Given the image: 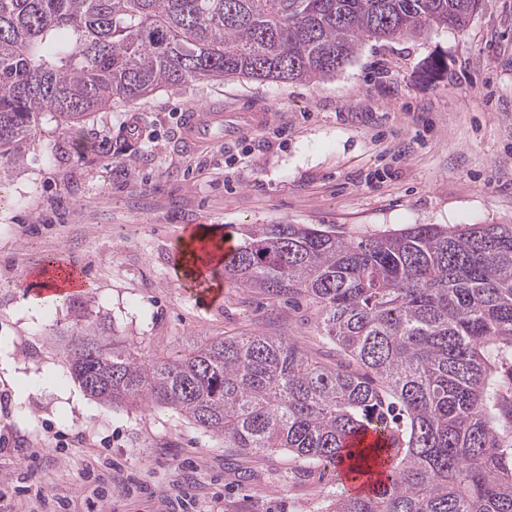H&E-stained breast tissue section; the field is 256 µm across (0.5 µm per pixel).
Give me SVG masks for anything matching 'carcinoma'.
<instances>
[{
  "instance_id": "obj_1",
  "label": "carcinoma",
  "mask_w": 512,
  "mask_h": 512,
  "mask_svg": "<svg viewBox=\"0 0 512 512\" xmlns=\"http://www.w3.org/2000/svg\"><path fill=\"white\" fill-rule=\"evenodd\" d=\"M483 0H0V174L43 115L76 132L116 99L244 78L323 79L365 41L466 28ZM224 278L304 295L331 366L284 336H224L145 359L86 319L73 377L116 406L174 409L241 454L397 472L336 512H512V224H410L347 238L257 224ZM377 445L364 447L368 430Z\"/></svg>"
}]
</instances>
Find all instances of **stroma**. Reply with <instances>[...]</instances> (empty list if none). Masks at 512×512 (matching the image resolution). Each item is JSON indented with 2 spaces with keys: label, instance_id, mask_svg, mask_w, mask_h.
<instances>
[{
  "label": "stroma",
  "instance_id": "35a3bbf8",
  "mask_svg": "<svg viewBox=\"0 0 512 512\" xmlns=\"http://www.w3.org/2000/svg\"><path fill=\"white\" fill-rule=\"evenodd\" d=\"M447 72L429 80L428 60ZM223 100L272 114L264 129L190 155L179 114ZM512 220V0H483L465 30L363 43L331 78L227 79L166 88L92 114L79 137L44 116L0 178V512L42 484L82 508L87 464L117 467L114 512H332V468L230 453L174 410L113 406L70 372L69 333L99 321L116 347L175 354L222 336H287L335 363L318 314L230 285L199 306L177 241L204 226L242 242L255 224H318L354 238L409 224ZM58 258L86 289L27 308V274Z\"/></svg>",
  "mask_w": 512,
  "mask_h": 512
}]
</instances>
